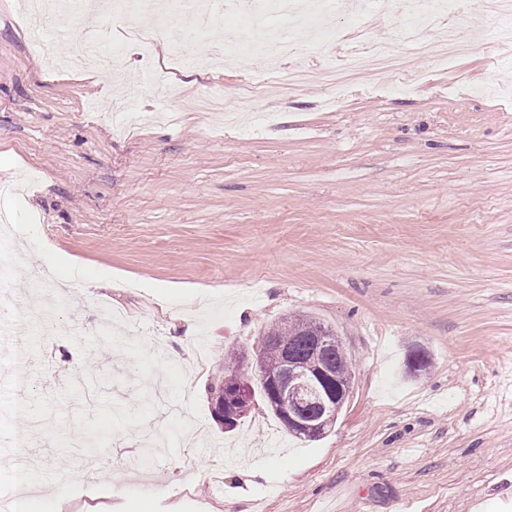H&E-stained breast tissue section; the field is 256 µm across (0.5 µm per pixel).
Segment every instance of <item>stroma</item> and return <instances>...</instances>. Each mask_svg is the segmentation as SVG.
<instances>
[{"label": "stroma", "mask_w": 512, "mask_h": 512, "mask_svg": "<svg viewBox=\"0 0 512 512\" xmlns=\"http://www.w3.org/2000/svg\"><path fill=\"white\" fill-rule=\"evenodd\" d=\"M459 23L485 35L471 55L418 61L426 77L410 88L377 74L336 103L318 84L263 94L259 55L171 65L165 39L133 43L159 28L150 14L86 13L57 44H127L122 79L51 69L15 0H0V179L24 183L47 248L106 275L48 277L41 352L17 364L46 396L79 384L65 432L98 430L99 465L32 438L0 467L7 498L33 457L47 512H512L491 495L512 479V51L480 8ZM153 78L187 100L223 93L237 124L189 110L114 124L115 101L165 108ZM154 285L201 296L172 305ZM253 289L257 300L209 325L195 369L200 351L182 339L206 294ZM300 315L347 353L335 425L303 442L259 400L224 431L210 384ZM419 346L432 360L414 377L405 362Z\"/></svg>", "instance_id": "35a3bbf8"}]
</instances>
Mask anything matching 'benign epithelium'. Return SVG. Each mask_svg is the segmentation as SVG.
I'll list each match as a JSON object with an SVG mask.
<instances>
[{
  "instance_id": "obj_1",
  "label": "benign epithelium",
  "mask_w": 512,
  "mask_h": 512,
  "mask_svg": "<svg viewBox=\"0 0 512 512\" xmlns=\"http://www.w3.org/2000/svg\"><path fill=\"white\" fill-rule=\"evenodd\" d=\"M332 343L330 336L317 337L311 358L304 364L292 357L288 346H277L281 366L275 373L267 371L262 357H256L254 370L246 374L247 381L239 389L224 393V404L212 407L213 414L222 412L224 420L230 422L237 416L236 407L248 413L253 403L250 380L264 378L279 397L288 426L303 439L321 438L335 424L336 409L345 403L353 381L350 375L336 376V371L323 360L324 350ZM307 397L315 401L317 413L301 411Z\"/></svg>"
}]
</instances>
